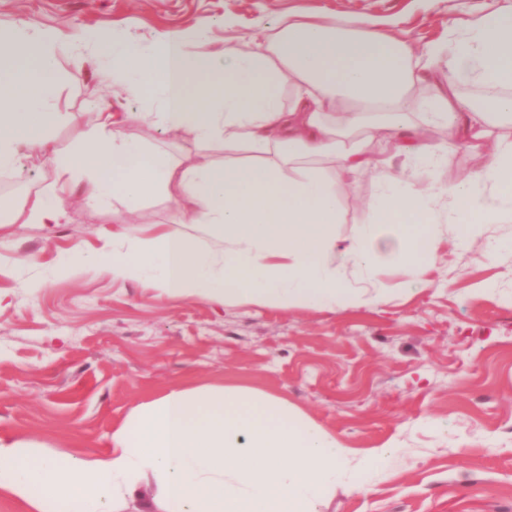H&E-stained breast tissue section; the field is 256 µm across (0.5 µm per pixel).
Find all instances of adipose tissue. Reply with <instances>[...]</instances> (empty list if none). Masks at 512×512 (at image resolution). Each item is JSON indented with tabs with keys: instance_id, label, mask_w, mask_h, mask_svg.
Segmentation results:
<instances>
[{
	"instance_id": "adipose-tissue-1",
	"label": "adipose tissue",
	"mask_w": 512,
	"mask_h": 512,
	"mask_svg": "<svg viewBox=\"0 0 512 512\" xmlns=\"http://www.w3.org/2000/svg\"><path fill=\"white\" fill-rule=\"evenodd\" d=\"M57 35L20 29L0 44V170L25 158L51 160L64 181L13 210L15 224H58L70 183L86 204L175 202L178 228L98 254L123 279L150 267L178 297L232 298L283 308L376 306L384 288L344 277L404 267L414 282L435 258L436 226L470 237L512 224V4L479 19H453L447 38L416 51L376 25L295 19L247 47L186 53L181 36L158 32L127 47L114 83L159 93L148 118L166 133L192 135L195 160L126 137V115L98 113L82 143L63 151L49 132ZM478 94L464 97L459 80ZM426 84L434 92L415 105ZM451 127L433 141L422 128ZM416 161L465 150L478 170L448 186L402 182L377 139ZM223 147V160L211 152ZM248 151L255 164L235 156ZM330 161L356 175L373 170L378 193L359 232L339 237L342 212ZM32 439L0 436V494L33 512H318L353 449L270 394L247 388H173L140 405L112 433L106 453L41 456Z\"/></svg>"
}]
</instances>
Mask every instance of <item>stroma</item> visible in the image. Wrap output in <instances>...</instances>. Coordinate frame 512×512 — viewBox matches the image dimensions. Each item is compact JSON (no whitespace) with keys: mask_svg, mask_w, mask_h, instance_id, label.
<instances>
[{"mask_svg":"<svg viewBox=\"0 0 512 512\" xmlns=\"http://www.w3.org/2000/svg\"><path fill=\"white\" fill-rule=\"evenodd\" d=\"M506 0H0V30L26 22L57 31L54 101L66 121L61 150L82 141L97 112L132 113L125 132L183 157L139 120L153 99L115 85L117 43L181 34L195 53L245 46L291 18L369 19L415 48L454 17L475 19ZM112 32L109 41L100 32ZM401 179L447 185L476 166L463 151L423 166L396 156ZM53 162L0 171V200L23 205L55 180ZM378 191L374 174L338 177L341 235L357 232ZM59 224H9L0 248V435L36 438L43 455L109 450L113 431L143 402L175 387H252L288 403L352 448L392 444L385 468L357 467L320 512H512V224H490L467 246L438 227L428 284L410 290L404 268L384 267L379 307H264L174 297L89 264L113 232L141 238L170 228L174 204L96 209L79 192ZM78 263L75 273L65 260ZM28 281L22 289L20 281ZM366 482L367 490L356 487Z\"/></svg>","mask_w":512,"mask_h":512,"instance_id":"35a3bbf8","label":"stroma"}]
</instances>
